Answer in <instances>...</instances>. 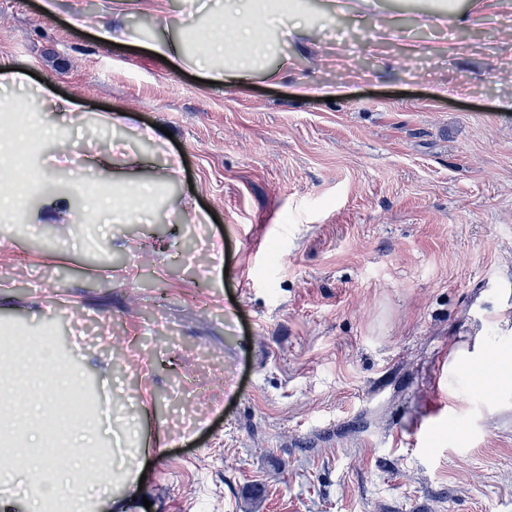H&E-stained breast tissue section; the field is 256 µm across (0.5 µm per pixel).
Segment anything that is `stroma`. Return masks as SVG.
<instances>
[{
    "label": "stroma",
    "mask_w": 512,
    "mask_h": 512,
    "mask_svg": "<svg viewBox=\"0 0 512 512\" xmlns=\"http://www.w3.org/2000/svg\"><path fill=\"white\" fill-rule=\"evenodd\" d=\"M55 5L0 0V64L30 71L48 131L0 223V337L48 338L109 400L113 447L166 441L128 460L141 499L111 484L127 512H512V386L454 361L512 347V12L452 33L434 0H305L317 41L254 14L241 92L148 49L187 11L237 22L224 0H128L118 46L76 23L113 0ZM302 81L337 94L294 99ZM67 96L81 113L52 109ZM128 163L152 214L80 208L75 182L125 191ZM52 197L71 211L35 220Z\"/></svg>",
    "instance_id": "35a3bbf8"
}]
</instances>
